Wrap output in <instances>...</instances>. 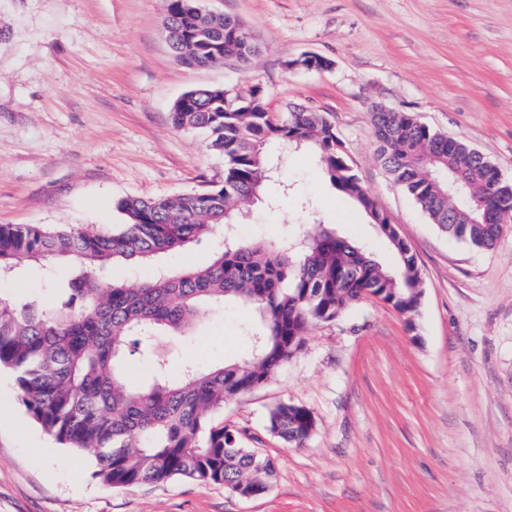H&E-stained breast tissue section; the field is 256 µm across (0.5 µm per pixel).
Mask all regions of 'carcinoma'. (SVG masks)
I'll list each match as a JSON object with an SVG mask.
<instances>
[{
	"label": "carcinoma",
	"instance_id": "1",
	"mask_svg": "<svg viewBox=\"0 0 512 512\" xmlns=\"http://www.w3.org/2000/svg\"><path fill=\"white\" fill-rule=\"evenodd\" d=\"M197 0H168L169 48L191 68L248 63L260 47L237 19L201 17ZM172 125L202 130L224 158L212 188L118 203L126 224L112 233L0 225V283L40 265H73L51 304L0 290V369L11 370L30 417L67 448L94 463L93 477L116 488L185 478L235 491L268 488L274 465L243 446L246 432L215 421L224 404L265 384L303 348L314 324L330 323L369 295L413 317L423 295L415 256L396 229L385 236L398 258L384 267L362 245L320 227L298 241L240 242L242 223L278 172L276 152L311 149L332 186L374 220L375 200L352 172L336 129L321 112L277 115L264 93L237 102L222 88L197 87L175 103ZM377 160L430 221L472 247L491 250L512 218V185L466 143L409 112L372 113ZM229 234L202 268L173 270L162 259L215 235ZM150 265L151 278L131 287L106 277L110 264ZM227 302L255 307L251 357L209 368L170 370L171 346L204 326ZM148 356L152 377L136 381L129 356ZM316 421L306 408L281 403L267 430L302 445Z\"/></svg>",
	"mask_w": 512,
	"mask_h": 512
}]
</instances>
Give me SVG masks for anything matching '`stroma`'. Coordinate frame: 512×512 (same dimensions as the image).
<instances>
[{
    "label": "stroma",
    "mask_w": 512,
    "mask_h": 512,
    "mask_svg": "<svg viewBox=\"0 0 512 512\" xmlns=\"http://www.w3.org/2000/svg\"><path fill=\"white\" fill-rule=\"evenodd\" d=\"M260 46L244 68L190 69L166 42L167 0H0V225L111 229L127 197L201 192L224 179L205 133L171 123L195 87L270 111L326 113L362 185L416 257L424 293L413 319L367 297L311 327L302 351L225 404V424L275 465L269 490L243 498L176 478L114 488L93 478L28 415L0 370V512H512V225L493 250L449 237L375 158L383 106L465 141L512 182V0H203ZM317 54L330 69L286 70ZM269 200L237 232L299 238L317 223L396 255L304 150L279 159ZM289 185L281 194V185ZM257 315L225 305L184 357L246 358ZM287 402L316 419L289 447L266 428Z\"/></svg>",
    "instance_id": "stroma-1"
}]
</instances>
